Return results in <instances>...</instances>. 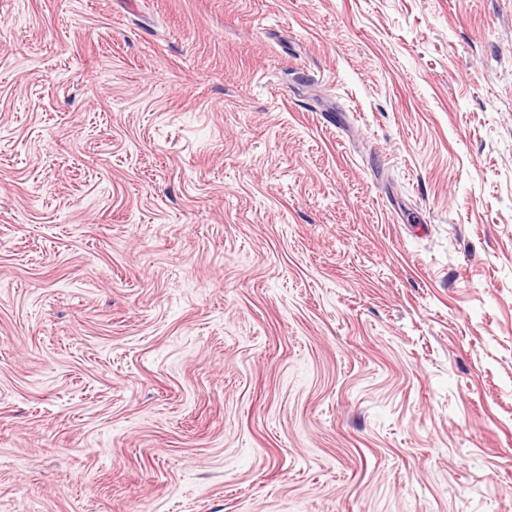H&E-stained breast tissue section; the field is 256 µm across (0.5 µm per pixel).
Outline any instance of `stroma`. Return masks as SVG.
I'll list each match as a JSON object with an SVG mask.
<instances>
[{
    "label": "stroma",
    "instance_id": "obj_1",
    "mask_svg": "<svg viewBox=\"0 0 512 512\" xmlns=\"http://www.w3.org/2000/svg\"><path fill=\"white\" fill-rule=\"evenodd\" d=\"M0 512H512V0H0Z\"/></svg>",
    "mask_w": 512,
    "mask_h": 512
}]
</instances>
